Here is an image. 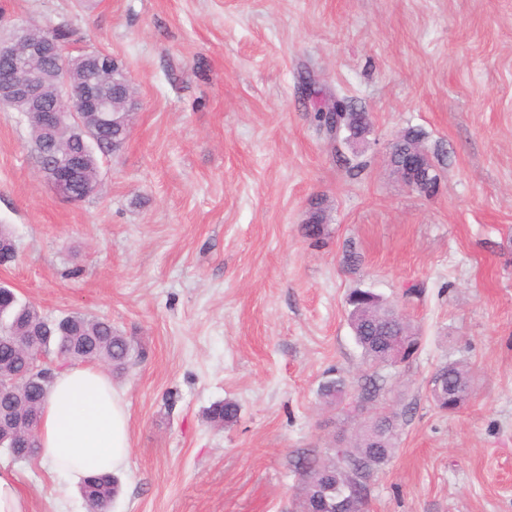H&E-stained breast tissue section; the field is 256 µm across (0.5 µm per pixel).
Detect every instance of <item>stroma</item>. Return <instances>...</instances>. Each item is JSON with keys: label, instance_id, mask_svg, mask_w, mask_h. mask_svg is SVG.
I'll use <instances>...</instances> for the list:
<instances>
[{"label": "stroma", "instance_id": "1", "mask_svg": "<svg viewBox=\"0 0 512 512\" xmlns=\"http://www.w3.org/2000/svg\"><path fill=\"white\" fill-rule=\"evenodd\" d=\"M0 13L116 57L140 102L78 204L40 177L23 116L0 109V225L16 247L0 283L44 316L111 320L137 353L113 379L131 454L109 512H292L298 458L353 436L319 397L331 376L397 417L364 512H512V0H0ZM336 94L371 122L354 179L314 119ZM409 127L443 153L436 195L387 164ZM316 199L330 222L314 245ZM356 288L420 336L369 401ZM451 361L474 380L446 414L431 380ZM225 399L240 412L221 427L207 411ZM2 467L31 512H84L63 476L0 449Z\"/></svg>", "mask_w": 512, "mask_h": 512}]
</instances>
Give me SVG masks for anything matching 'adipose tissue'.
Returning a JSON list of instances; mask_svg holds the SVG:
<instances>
[{
  "label": "adipose tissue",
  "mask_w": 512,
  "mask_h": 512,
  "mask_svg": "<svg viewBox=\"0 0 512 512\" xmlns=\"http://www.w3.org/2000/svg\"><path fill=\"white\" fill-rule=\"evenodd\" d=\"M37 438V463L73 481L125 468L129 415L109 374L81 365L57 371Z\"/></svg>",
  "instance_id": "obj_1"
}]
</instances>
